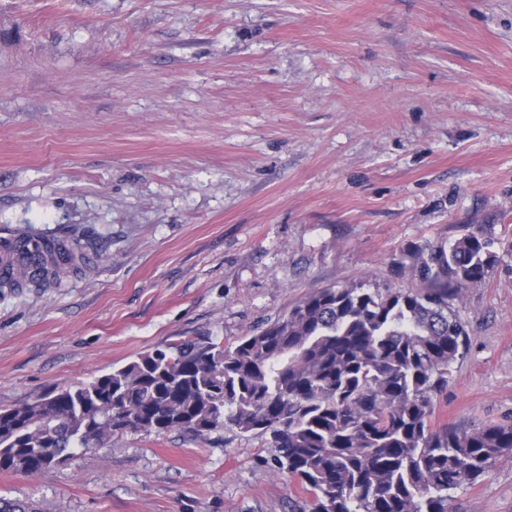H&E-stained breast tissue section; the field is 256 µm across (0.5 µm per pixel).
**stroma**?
<instances>
[{"label":"stroma","mask_w":512,"mask_h":512,"mask_svg":"<svg viewBox=\"0 0 512 512\" xmlns=\"http://www.w3.org/2000/svg\"><path fill=\"white\" fill-rule=\"evenodd\" d=\"M87 243L0 288V408L183 340L262 330L313 289L414 285L472 228L499 261L434 423L512 421V0H0V229ZM264 438L132 432L0 472L48 512H289ZM453 512H512V457Z\"/></svg>","instance_id":"35a3bbf8"}]
</instances>
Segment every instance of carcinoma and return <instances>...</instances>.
I'll return each mask as SVG.
<instances>
[{
    "mask_svg": "<svg viewBox=\"0 0 512 512\" xmlns=\"http://www.w3.org/2000/svg\"><path fill=\"white\" fill-rule=\"evenodd\" d=\"M79 241L60 253L84 259ZM498 262L476 228L413 254L417 284L311 291L234 346L188 339L87 383L0 409V472L36 475L130 431L266 436L310 512H450L453 493L512 455V424L435 425L468 350L452 308ZM0 512H43L0 497Z\"/></svg>",
    "mask_w": 512,
    "mask_h": 512,
    "instance_id": "1",
    "label": "carcinoma"
}]
</instances>
